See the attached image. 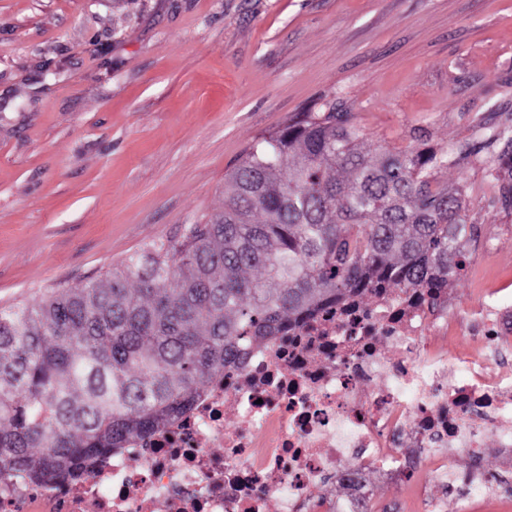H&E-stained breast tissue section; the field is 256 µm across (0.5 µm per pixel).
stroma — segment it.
Returning a JSON list of instances; mask_svg holds the SVG:
<instances>
[{
	"label": "stroma",
	"instance_id": "stroma-1",
	"mask_svg": "<svg viewBox=\"0 0 512 512\" xmlns=\"http://www.w3.org/2000/svg\"><path fill=\"white\" fill-rule=\"evenodd\" d=\"M330 101L359 149L435 148L512 123V0H0V308L103 278L145 244L224 209V176L258 136ZM487 154L437 172L462 190L463 276L449 352L482 289L512 298V209ZM467 497L424 472L441 512H512V455L486 436Z\"/></svg>",
	"mask_w": 512,
	"mask_h": 512
}]
</instances>
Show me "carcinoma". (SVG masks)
<instances>
[{
    "label": "carcinoma",
    "mask_w": 512,
    "mask_h": 512,
    "mask_svg": "<svg viewBox=\"0 0 512 512\" xmlns=\"http://www.w3.org/2000/svg\"><path fill=\"white\" fill-rule=\"evenodd\" d=\"M483 147L512 156V127ZM333 102L257 137L224 176V211L157 240L104 279L0 308V485L64 481L143 440L243 348L326 305L446 288L476 235L436 169L477 153L364 154ZM499 201L512 207V180Z\"/></svg>",
    "instance_id": "1"
}]
</instances>
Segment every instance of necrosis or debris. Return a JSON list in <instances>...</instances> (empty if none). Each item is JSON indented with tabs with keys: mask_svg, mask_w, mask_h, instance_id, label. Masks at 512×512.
Returning a JSON list of instances; mask_svg holds the SVG:
<instances>
[{
	"mask_svg": "<svg viewBox=\"0 0 512 512\" xmlns=\"http://www.w3.org/2000/svg\"><path fill=\"white\" fill-rule=\"evenodd\" d=\"M485 331L449 354L447 311L416 292L326 308L247 347L146 443L99 457L85 479L18 484L0 512H268L273 497L280 512H379L365 473L405 483L417 468L482 494L475 473L449 475L448 452H476L488 433L512 451V376L495 371L512 351L487 349ZM336 481L338 500L325 491Z\"/></svg>",
	"mask_w": 512,
	"mask_h": 512,
	"instance_id": "obj_1",
	"label": "necrosis or debris"
}]
</instances>
